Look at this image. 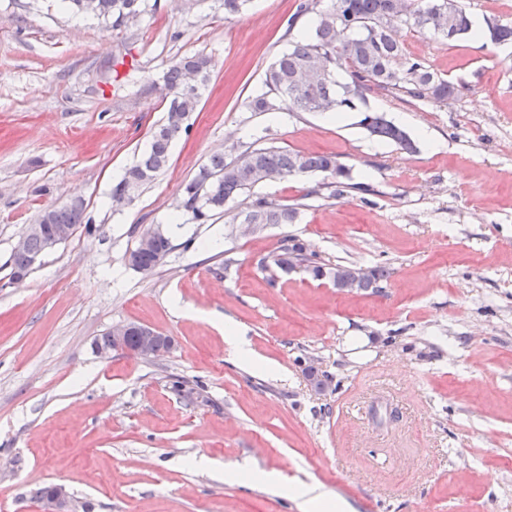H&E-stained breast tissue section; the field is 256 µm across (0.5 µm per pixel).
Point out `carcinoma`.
Listing matches in <instances>:
<instances>
[{
    "label": "carcinoma",
    "instance_id": "1",
    "mask_svg": "<svg viewBox=\"0 0 512 512\" xmlns=\"http://www.w3.org/2000/svg\"><path fill=\"white\" fill-rule=\"evenodd\" d=\"M74 14L97 19L114 27L137 24L146 12L145 0H62ZM320 0H302L298 14L314 13L317 22L308 34L292 41L288 51L280 54L266 72L264 87L251 96L247 108L252 112H274L277 101L288 99L297 112L337 114L345 109L355 110L366 104L369 94L403 93L415 100L432 99L437 103L454 100L461 85L438 75L424 63L409 59L397 68L394 62L403 52L394 32L407 26L431 33L448 42L472 34V21L461 0H331L330 6L319 7ZM492 43L512 44V26L487 22ZM345 71L350 81L337 80L336 72ZM211 58L195 53L169 66L163 76L167 90V116L152 134L150 145L139 162L127 170L112 188L116 193L127 188L132 177L139 179L138 187L150 183L169 162L172 143L189 124H180L175 115L196 110L201 88L209 80ZM359 124L370 137L392 143L407 152L415 150L408 133L383 113L366 109ZM322 172L335 178L338 196L351 187L346 182L349 169L333 155H299L275 147H249L229 159L219 152L210 156L199 173L185 186L183 209L192 219L204 224L214 213L224 211L230 202L237 212L231 217L234 224H292L298 208L278 205L264 199L247 200L244 194L257 185L286 176H303ZM84 203H71L45 209L40 224H82ZM46 238L31 236L23 251L10 257L11 271L29 267L31 255L43 251ZM171 250L166 234L159 235L148 246H135L129 253L132 269L157 267ZM272 262L282 268H304L313 278L334 274L350 275L354 265L327 264L317 254L305 251L303 244L285 239Z\"/></svg>",
    "mask_w": 512,
    "mask_h": 512
}]
</instances>
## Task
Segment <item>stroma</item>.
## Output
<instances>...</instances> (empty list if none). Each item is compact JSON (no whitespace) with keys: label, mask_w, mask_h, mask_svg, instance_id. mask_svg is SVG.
I'll return each mask as SVG.
<instances>
[{"label":"stroma","mask_w":512,"mask_h":512,"mask_svg":"<svg viewBox=\"0 0 512 512\" xmlns=\"http://www.w3.org/2000/svg\"><path fill=\"white\" fill-rule=\"evenodd\" d=\"M299 3L228 15L224 0H157L115 28L59 0H0V512H40L33 491L51 482L89 512H299L278 488L226 481L241 465L318 482L350 512H512V51L400 28L407 56L464 85L438 105L369 95L408 153L355 110L247 109L315 24ZM198 52L212 67L188 132L133 204L112 206L165 120L155 84ZM250 146L336 155L359 188L280 178L252 195L299 204L295 223L193 221L185 185ZM75 197L84 227L11 284L20 237ZM156 225L173 248L146 278L127 257ZM289 237L389 276L346 292L280 270ZM226 316L264 367L228 356ZM123 323L176 347L99 357L94 339ZM360 112H362V118L359 124L370 137L381 142L392 143L407 152L415 150V144L408 133L387 120L383 113L368 108Z\"/></svg>","instance_id":"stroma-1"}]
</instances>
